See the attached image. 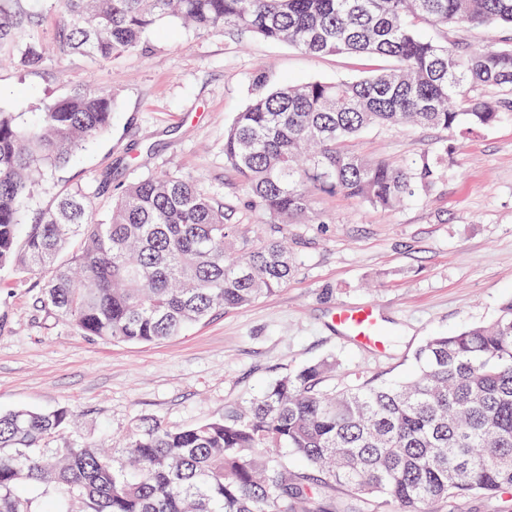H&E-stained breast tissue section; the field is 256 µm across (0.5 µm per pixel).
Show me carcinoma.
I'll use <instances>...</instances> for the list:
<instances>
[{
    "mask_svg": "<svg viewBox=\"0 0 512 512\" xmlns=\"http://www.w3.org/2000/svg\"><path fill=\"white\" fill-rule=\"evenodd\" d=\"M43 0H0V56L44 64ZM60 55L110 61L141 46L164 19L203 32L234 29L319 56L388 57L391 69L351 81L285 84L254 97L225 130L224 159L247 207L270 225L237 235L224 202L182 175L137 179L99 220L80 191L60 194L23 227V203L73 154L106 133L116 101L74 88L24 125L0 108V267L43 274L39 303L82 334L126 343L179 335L216 309H236L286 285L294 262L278 233L326 223L319 192L383 210L429 192L427 154L394 166L347 150L374 127L490 128L512 115V44L470 48L423 38L436 25L512 29V0H60ZM494 87L492 96L482 92ZM79 242L72 250L73 242ZM398 382L326 385L319 361L276 380L224 416L188 427L140 417L121 451L49 448L72 421L0 413V512H30L15 488L34 486L40 512H336V496L395 512H439L475 494L512 498V298L495 321L435 333ZM326 471L316 481L288 455Z\"/></svg>",
    "mask_w": 512,
    "mask_h": 512,
    "instance_id": "carcinoma-1",
    "label": "carcinoma"
}]
</instances>
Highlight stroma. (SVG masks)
<instances>
[{
  "label": "stroma",
  "instance_id": "35a3bbf8",
  "mask_svg": "<svg viewBox=\"0 0 512 512\" xmlns=\"http://www.w3.org/2000/svg\"><path fill=\"white\" fill-rule=\"evenodd\" d=\"M60 30L49 9L37 69L0 59V106L32 121L70 89L114 95L110 129L40 186L26 207L34 222L58 191L77 189L104 218L118 189L164 172L179 173L236 211L251 239L263 225L244 208L247 192L224 161V132L257 91L284 83L355 80L392 59L338 53L311 56L285 42L227 30L199 33L180 22L148 31L140 48L107 63L54 51ZM437 42L503 46L512 31L431 23ZM449 175L435 191L384 212L342 193L320 194L324 224L284 231L295 271L277 292L250 306L213 311L158 343L82 335L37 301L39 273L0 268V412L26 407L75 414L52 445L118 444L132 421L151 416L185 427L223 416L282 374L319 360L336 362L337 381L410 376L426 336L492 320L512 297V120L449 134L430 127H372L348 144L396 165L437 151ZM341 304H371L391 338L361 346L337 330Z\"/></svg>",
  "mask_w": 512,
  "mask_h": 512
}]
</instances>
